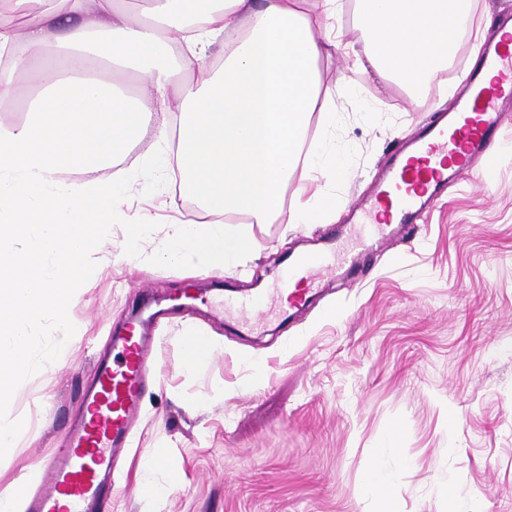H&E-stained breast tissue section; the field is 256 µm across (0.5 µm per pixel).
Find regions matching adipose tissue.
Instances as JSON below:
<instances>
[{
  "instance_id": "1",
  "label": "adipose tissue",
  "mask_w": 512,
  "mask_h": 512,
  "mask_svg": "<svg viewBox=\"0 0 512 512\" xmlns=\"http://www.w3.org/2000/svg\"><path fill=\"white\" fill-rule=\"evenodd\" d=\"M363 34L353 66L424 96L472 28L473 0H352ZM341 0H154L147 17L119 0H0V400L49 352L45 321L65 327L68 305L95 275L86 259L100 231L147 232L124 208L120 181L101 177L145 131L168 144L205 222L177 224L158 256L189 269L225 271L254 244L245 218L326 224L331 185L349 158L335 143L342 95L368 111L360 88L324 85L317 63L340 40ZM184 44L181 68L169 60ZM220 72L204 81L214 45ZM181 115L176 130L149 127L156 110ZM319 132L308 139L311 117ZM315 182L285 208L293 176ZM25 250L12 248L14 239Z\"/></svg>"
}]
</instances>
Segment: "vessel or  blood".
<instances>
[{
    "mask_svg": "<svg viewBox=\"0 0 512 512\" xmlns=\"http://www.w3.org/2000/svg\"><path fill=\"white\" fill-rule=\"evenodd\" d=\"M463 83L467 95L457 111L423 123L412 145L396 148L370 197L354 204L359 220L348 241L334 237L323 249L291 257L272 293L225 295V319L251 331L279 303L292 310L305 306L319 283L337 271L355 277L356 250L371 242L392 249L448 182L468 176L481 158L486 164L480 185L489 188L495 176L490 159L504 127L512 123V25H500L497 39L486 43L465 70ZM110 343L111 357L97 362L92 384L79 392L83 414L70 426L65 448L43 458L39 482H16L25 512H107L113 462L132 445L131 428L142 396L154 382L150 369L155 361L148 321L141 313L113 330Z\"/></svg>",
    "mask_w": 512,
    "mask_h": 512,
    "instance_id": "1",
    "label": "vessel or blood"
}]
</instances>
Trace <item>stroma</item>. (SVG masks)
<instances>
[{
	"mask_svg": "<svg viewBox=\"0 0 512 512\" xmlns=\"http://www.w3.org/2000/svg\"><path fill=\"white\" fill-rule=\"evenodd\" d=\"M474 43L466 36L453 65L416 102L397 82L359 76L345 52L322 57L324 84L358 82L375 108L343 106L337 143L351 163L335 189L336 220L252 222L254 248L222 273L157 259L163 233L190 207L175 190L174 169L152 167L165 145L149 135L134 145L123 163L127 207L157 231L133 242L122 225L102 229L90 258L98 274L70 306L78 341L56 349L58 334L47 325L51 360L0 403V421L15 429L0 447V490L64 447L93 363L131 310L133 281L167 300L217 276L249 294L272 287L296 249L323 247L335 229L350 234L352 203L371 192L396 146L452 107L445 87L460 81ZM495 163L490 190L475 172L450 182L410 237L364 256L363 279L324 286L289 324L243 335L211 308H168L155 331L161 383L146 393L134 444L117 464L112 512H146L140 471L156 448L172 462L153 474L173 486L161 512H380L364 482L379 455L391 470L409 462L397 512H448L452 499L460 512H512V152ZM147 179L155 183L149 195ZM330 307L336 317L324 319ZM191 334L222 339L224 352L189 372ZM218 391L223 401L211 403Z\"/></svg>",
	"mask_w": 512,
	"mask_h": 512,
	"instance_id": "1",
	"label": "stroma"
}]
</instances>
